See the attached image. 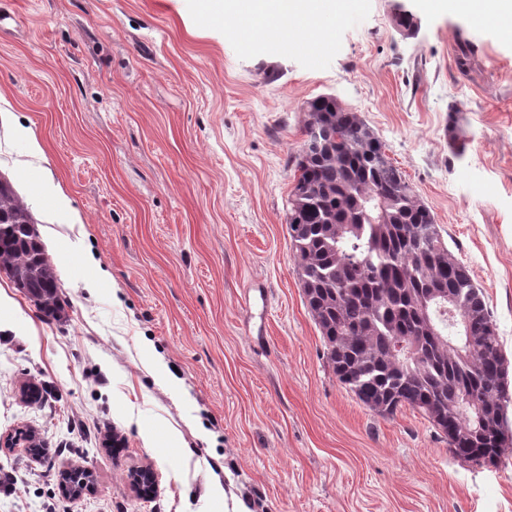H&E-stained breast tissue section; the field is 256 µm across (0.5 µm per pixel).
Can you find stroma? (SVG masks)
Returning <instances> with one entry per match:
<instances>
[{"instance_id": "35a3bbf8", "label": "stroma", "mask_w": 512, "mask_h": 512, "mask_svg": "<svg viewBox=\"0 0 512 512\" xmlns=\"http://www.w3.org/2000/svg\"><path fill=\"white\" fill-rule=\"evenodd\" d=\"M0 11V180L50 230L63 307L0 271V436L44 448H0V512H226L216 481L251 512H512V447L456 460L421 412L377 414L338 381L288 230L306 105L335 96L468 266L512 364V35L425 0H363L320 52L183 0ZM77 468L95 488L71 503Z\"/></svg>"}]
</instances>
